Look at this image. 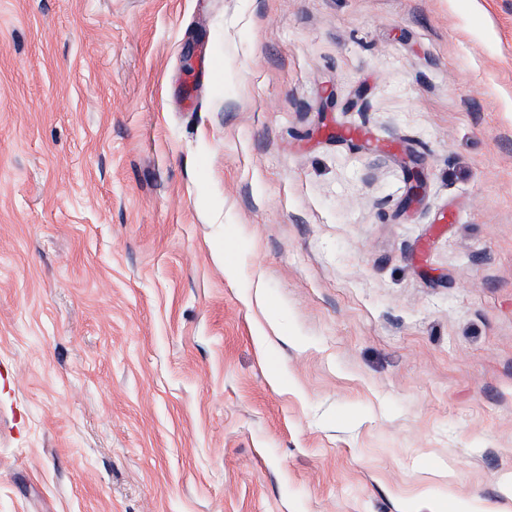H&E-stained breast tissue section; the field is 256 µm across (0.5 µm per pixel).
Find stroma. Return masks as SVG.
Returning a JSON list of instances; mask_svg holds the SVG:
<instances>
[{"mask_svg":"<svg viewBox=\"0 0 512 512\" xmlns=\"http://www.w3.org/2000/svg\"><path fill=\"white\" fill-rule=\"evenodd\" d=\"M462 502L512 512V0H0V512ZM414 159H410V161L414 164L413 166H410L408 162H404V168L407 174V180L409 182V187L407 190V199L406 203L409 205L412 201L418 199L420 195L423 193L425 188V178L423 176V173L420 169V164L417 163L420 161V156L414 153Z\"/></svg>","mask_w":512,"mask_h":512,"instance_id":"1","label":"stroma"}]
</instances>
